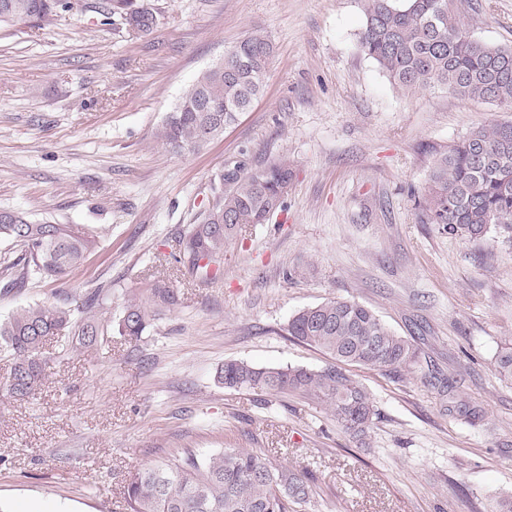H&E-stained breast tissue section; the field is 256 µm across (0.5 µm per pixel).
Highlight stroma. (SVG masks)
<instances>
[{
	"label": "stroma",
	"mask_w": 512,
	"mask_h": 512,
	"mask_svg": "<svg viewBox=\"0 0 512 512\" xmlns=\"http://www.w3.org/2000/svg\"><path fill=\"white\" fill-rule=\"evenodd\" d=\"M147 36L90 15L0 31V210L79 224L99 245L57 281L0 293V318L34 302L109 288L113 307L154 276L179 303L139 342L53 345L35 394L3 395L0 512H125L130 471L192 452L248 450L314 478L296 512H495L512 494V380L494 369L512 340V240L427 223L435 159L512 112L442 88L404 95L362 51V0H138ZM470 34L512 48V0H468ZM274 53L262 96L198 152L156 134L183 91L253 28ZM284 158L286 208L248 227L219 276L169 255L216 172ZM333 299L370 307L415 345L393 375L348 366L377 415L347 434L319 402L227 388V360L326 366L289 318ZM484 419L449 417L442 383Z\"/></svg>",
	"instance_id": "stroma-1"
}]
</instances>
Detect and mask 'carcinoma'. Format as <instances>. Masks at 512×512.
<instances>
[{"label": "carcinoma", "instance_id": "obj_1", "mask_svg": "<svg viewBox=\"0 0 512 512\" xmlns=\"http://www.w3.org/2000/svg\"><path fill=\"white\" fill-rule=\"evenodd\" d=\"M467 0H363L359 43L389 79L406 93L444 88L512 111V49L473 38L463 19ZM102 26L121 22L131 33L157 26L153 10L134 0H0V27L41 28L86 13ZM273 44L254 29L224 52V69L208 68L183 92L157 137L169 151L198 152L252 107L262 92ZM293 171L280 158L247 172L237 164L218 173L210 197L178 240L174 262L191 275L218 267L224 249L246 226L264 224L284 210L283 188ZM424 211L427 222L448 233L480 240L490 229L512 235V122L471 132L440 154L431 168ZM0 241L12 252L0 257V287L9 292L31 281L61 279L81 265L99 241L77 224L34 221L22 211H0ZM178 294L159 280L137 284L118 315L119 335L138 342L154 320L178 304ZM108 297L101 287L81 302H42L0 319V351L8 357L6 393L26 397L53 367L44 347L51 339L98 345L112 331L103 320ZM286 331L329 355L319 370L263 369L238 360L218 373L226 388L297 393L324 402L338 424L362 437L377 415L365 390L342 368L357 364L398 371L416 358L413 345L391 331L369 308L330 300L293 315ZM500 376L512 378V343L496 359ZM448 412L482 418L446 385ZM313 490L310 474L245 451L199 459L157 461L131 472L124 486L126 512H289Z\"/></svg>", "mask_w": 512, "mask_h": 512}]
</instances>
